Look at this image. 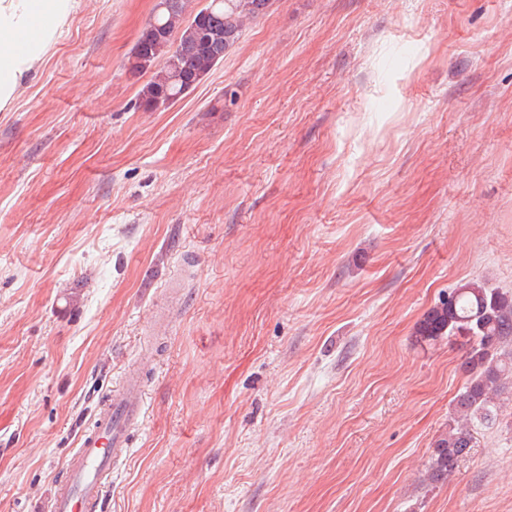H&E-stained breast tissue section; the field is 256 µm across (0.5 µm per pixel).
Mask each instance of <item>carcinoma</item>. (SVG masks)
<instances>
[{
    "mask_svg": "<svg viewBox=\"0 0 512 512\" xmlns=\"http://www.w3.org/2000/svg\"><path fill=\"white\" fill-rule=\"evenodd\" d=\"M271 0H159L135 44L130 70L153 71L141 90L148 109L181 99L224 60L244 24L263 15ZM462 339L468 379L457 396L455 424L433 443L429 480L444 482L473 447V424L497 414V400L512 385V295L466 282L428 310L416 327L420 343Z\"/></svg>",
    "mask_w": 512,
    "mask_h": 512,
    "instance_id": "cac0c4a2",
    "label": "carcinoma"
}]
</instances>
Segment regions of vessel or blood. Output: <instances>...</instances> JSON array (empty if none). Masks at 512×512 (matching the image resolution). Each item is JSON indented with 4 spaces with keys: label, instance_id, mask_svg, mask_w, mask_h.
I'll use <instances>...</instances> for the list:
<instances>
[{
    "label": "vessel or blood",
    "instance_id": "1",
    "mask_svg": "<svg viewBox=\"0 0 512 512\" xmlns=\"http://www.w3.org/2000/svg\"><path fill=\"white\" fill-rule=\"evenodd\" d=\"M144 394L138 373L123 377L67 460L66 480L56 487L52 512H101L112 469L127 451L131 427L143 417Z\"/></svg>",
    "mask_w": 512,
    "mask_h": 512
}]
</instances>
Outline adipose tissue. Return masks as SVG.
Segmentation results:
<instances>
[{"instance_id": "obj_1", "label": "adipose tissue", "mask_w": 512, "mask_h": 512, "mask_svg": "<svg viewBox=\"0 0 512 512\" xmlns=\"http://www.w3.org/2000/svg\"><path fill=\"white\" fill-rule=\"evenodd\" d=\"M78 6L79 0H0V112L13 108Z\"/></svg>"}]
</instances>
